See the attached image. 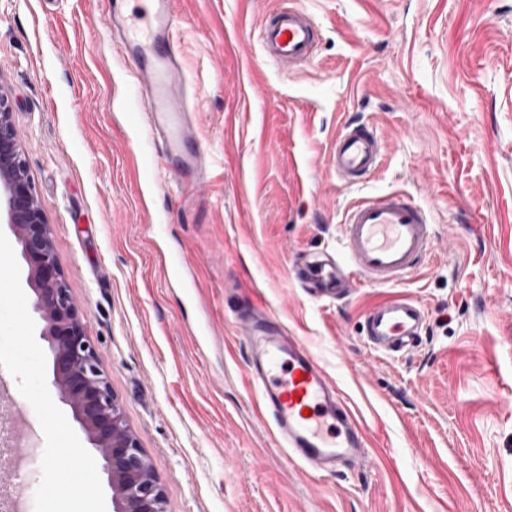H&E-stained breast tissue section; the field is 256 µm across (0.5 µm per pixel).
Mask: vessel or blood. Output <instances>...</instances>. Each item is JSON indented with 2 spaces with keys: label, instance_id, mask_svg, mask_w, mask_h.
Masks as SVG:
<instances>
[{
  "label": "vessel or blood",
  "instance_id": "vessel-or-blood-1",
  "mask_svg": "<svg viewBox=\"0 0 512 512\" xmlns=\"http://www.w3.org/2000/svg\"><path fill=\"white\" fill-rule=\"evenodd\" d=\"M173 0H143L139 13H114L118 38L112 46L133 62L142 109L164 146L182 185H201L203 162L196 148L197 129L186 116L180 96L181 68L174 51L176 22ZM266 55L288 65L312 57L318 41L313 20L294 7L269 14L261 25ZM381 158V142L366 126L346 128L331 150V168L338 181L354 185ZM432 253V226L424 208L397 193L355 202L342 226L341 254H308L305 281L321 295L337 297L370 283L403 282ZM237 321L249 339L248 381L262 414L288 454L309 471L335 473L342 463L367 458V431L326 371L297 337L274 330L270 315L253 306ZM423 309L409 297L380 302L366 314L364 329L381 352H407L418 345Z\"/></svg>",
  "mask_w": 512,
  "mask_h": 512
}]
</instances>
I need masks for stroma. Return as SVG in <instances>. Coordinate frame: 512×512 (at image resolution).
Segmentation results:
<instances>
[{"label":"stroma","instance_id":"35a3bbf8","mask_svg":"<svg viewBox=\"0 0 512 512\" xmlns=\"http://www.w3.org/2000/svg\"><path fill=\"white\" fill-rule=\"evenodd\" d=\"M116 5L0 0V88L166 512H512V0H175L207 163L196 194L140 176L158 140L127 118L139 99L109 42ZM283 5L319 37L289 69L259 40ZM364 125L382 157L346 186L329 151ZM392 190L429 212L424 266L338 298L301 287L298 255L339 251L347 206ZM395 296L426 323L414 351L382 354L364 315ZM254 298L334 380L366 462L318 477L275 447L232 313Z\"/></svg>","mask_w":512,"mask_h":512}]
</instances>
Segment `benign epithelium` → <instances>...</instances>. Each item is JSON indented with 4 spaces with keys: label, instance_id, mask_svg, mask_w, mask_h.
I'll use <instances>...</instances> for the list:
<instances>
[{
    "label": "benign epithelium",
    "instance_id": "obj_1",
    "mask_svg": "<svg viewBox=\"0 0 512 512\" xmlns=\"http://www.w3.org/2000/svg\"><path fill=\"white\" fill-rule=\"evenodd\" d=\"M0 215L28 265L31 308L52 355L53 387L105 461L113 512H166L165 490L130 431L58 269L49 225L28 174L8 98L0 93Z\"/></svg>",
    "mask_w": 512,
    "mask_h": 512
}]
</instances>
